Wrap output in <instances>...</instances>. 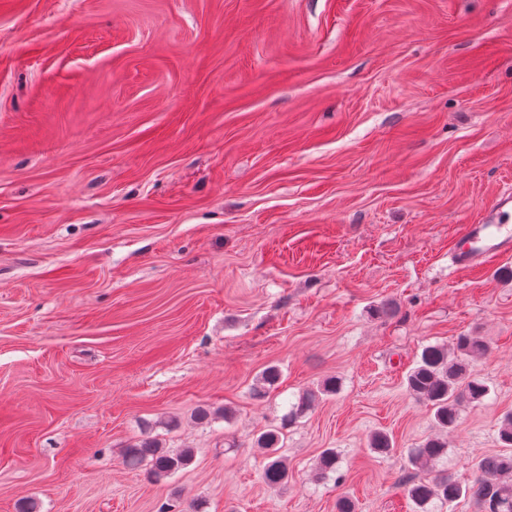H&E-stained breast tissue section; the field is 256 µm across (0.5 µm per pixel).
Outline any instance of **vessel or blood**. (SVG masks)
<instances>
[{
	"label": "vessel or blood",
	"mask_w": 512,
	"mask_h": 512,
	"mask_svg": "<svg viewBox=\"0 0 512 512\" xmlns=\"http://www.w3.org/2000/svg\"><path fill=\"white\" fill-rule=\"evenodd\" d=\"M512 254V194L502 193L484 208V220L466 225L451 262L458 268L484 265L492 258Z\"/></svg>",
	"instance_id": "b4317fda"
}]
</instances>
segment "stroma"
Returning <instances> with one entry per match:
<instances>
[{
  "label": "stroma",
  "instance_id": "stroma-1",
  "mask_svg": "<svg viewBox=\"0 0 512 512\" xmlns=\"http://www.w3.org/2000/svg\"><path fill=\"white\" fill-rule=\"evenodd\" d=\"M509 187L512 0H0V512H416L405 376L463 333L489 393L435 469L468 482L512 412V255H450ZM146 437L192 462L127 468ZM280 438L281 432L272 428L262 432L256 439L257 448L261 449L265 461L262 479L272 487H279L288 481V466L278 454Z\"/></svg>",
  "mask_w": 512,
  "mask_h": 512
}]
</instances>
